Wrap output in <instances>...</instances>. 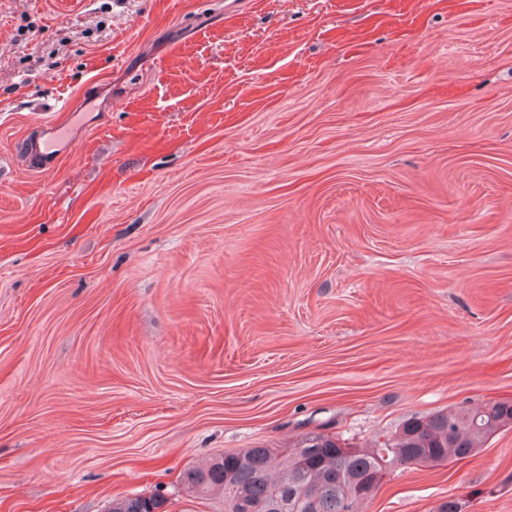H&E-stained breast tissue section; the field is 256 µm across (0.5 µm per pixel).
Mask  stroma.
I'll list each match as a JSON object with an SVG mask.
<instances>
[{"label": "stroma", "mask_w": 512, "mask_h": 512, "mask_svg": "<svg viewBox=\"0 0 512 512\" xmlns=\"http://www.w3.org/2000/svg\"><path fill=\"white\" fill-rule=\"evenodd\" d=\"M502 399L512 0H0V512ZM451 497L512 512V426L360 512ZM63 134L64 130L55 125L41 126L39 138L26 144V154L35 157L41 165H54L58 159L55 151Z\"/></svg>", "instance_id": "1"}]
</instances>
